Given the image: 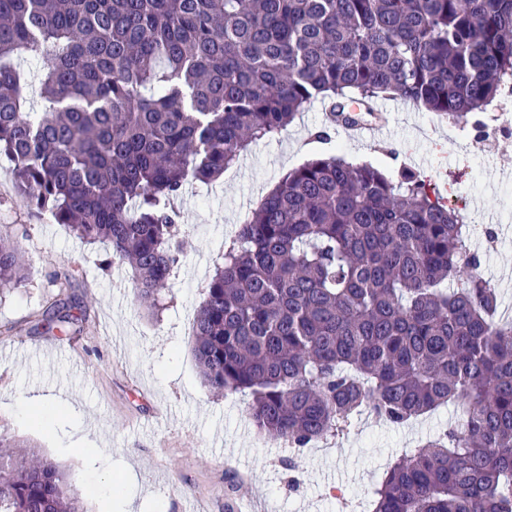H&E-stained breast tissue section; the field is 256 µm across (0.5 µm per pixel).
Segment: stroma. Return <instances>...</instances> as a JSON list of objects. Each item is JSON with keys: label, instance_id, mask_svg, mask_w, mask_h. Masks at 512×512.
Segmentation results:
<instances>
[{"label": "stroma", "instance_id": "35a3bbf8", "mask_svg": "<svg viewBox=\"0 0 512 512\" xmlns=\"http://www.w3.org/2000/svg\"><path fill=\"white\" fill-rule=\"evenodd\" d=\"M328 124L324 103L314 102L281 135L252 144L220 181L185 187L174 205L189 245L156 314L138 306L131 270L111 263L106 244L33 216L0 160V230L30 262L26 287L0 295V432L74 477L86 512H107L101 490L113 481L129 512H233L230 482L245 476L254 512H356L402 454L460 420L456 403L399 426L365 413L340 438L298 452L257 430L247 395H215L200 375L192 323L225 239L288 170L326 150L390 172L420 165L447 185L448 202L477 228L470 246L483 277L500 307L512 306V135L489 146L418 109L392 112L375 139L310 140ZM488 225L497 231L490 248L479 233ZM60 293L79 321L45 331L38 316ZM34 397L48 415L37 426L20 414Z\"/></svg>", "mask_w": 512, "mask_h": 512}]
</instances>
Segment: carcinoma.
<instances>
[{
  "label": "carcinoma",
  "instance_id": "cac0c4a2",
  "mask_svg": "<svg viewBox=\"0 0 512 512\" xmlns=\"http://www.w3.org/2000/svg\"><path fill=\"white\" fill-rule=\"evenodd\" d=\"M43 60L41 111L17 63ZM512 83V0H0V157L32 214L130 266L154 311L185 253L173 201L314 101L331 121L402 98L486 133ZM459 209L417 173L319 153L224 243L192 324L218 394L304 448L363 411L460 425L411 449L372 512H512V320ZM28 281L0 232V291ZM0 434V512H85L57 466Z\"/></svg>",
  "mask_w": 512,
  "mask_h": 512
}]
</instances>
